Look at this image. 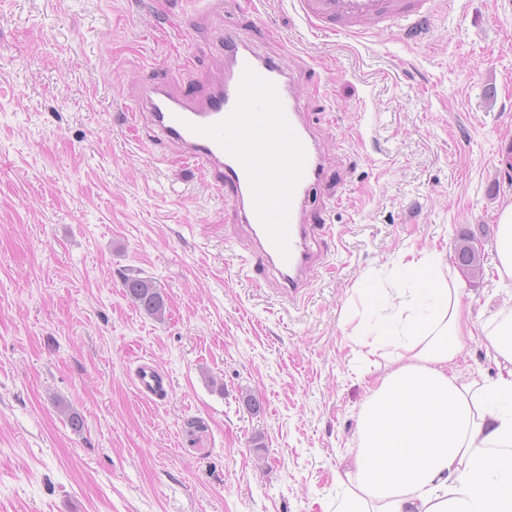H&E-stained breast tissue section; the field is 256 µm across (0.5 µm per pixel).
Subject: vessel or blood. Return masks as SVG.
<instances>
[{
  "label": "vessel or blood",
  "instance_id": "vessel-or-blood-1",
  "mask_svg": "<svg viewBox=\"0 0 512 512\" xmlns=\"http://www.w3.org/2000/svg\"><path fill=\"white\" fill-rule=\"evenodd\" d=\"M291 2L311 27L351 35L380 25L412 28L434 0ZM224 57V76L204 99L170 96L159 82L145 88L141 108L158 136L213 177L250 243L255 274L298 300L320 263L313 245L332 231L312 205L329 170L291 72L232 34L224 39ZM133 383L147 399L165 392L160 368L149 361L137 366Z\"/></svg>",
  "mask_w": 512,
  "mask_h": 512
}]
</instances>
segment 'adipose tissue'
I'll return each instance as SVG.
<instances>
[{
	"label": "adipose tissue",
	"mask_w": 512,
	"mask_h": 512,
	"mask_svg": "<svg viewBox=\"0 0 512 512\" xmlns=\"http://www.w3.org/2000/svg\"><path fill=\"white\" fill-rule=\"evenodd\" d=\"M352 336L390 371L367 388L336 512H512V311L475 326L457 283L374 298ZM482 337L495 377L449 370Z\"/></svg>",
	"instance_id": "obj_1"
}]
</instances>
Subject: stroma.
<instances>
[{
    "mask_svg": "<svg viewBox=\"0 0 512 512\" xmlns=\"http://www.w3.org/2000/svg\"><path fill=\"white\" fill-rule=\"evenodd\" d=\"M229 29L295 72L334 175L301 302L247 277L223 198L131 118L153 82L206 94ZM510 158L512 0H436L417 33L358 36L289 0H0V512H330L386 370L349 339L360 290L394 288L411 250L441 259L476 324L512 302L495 270ZM144 360L167 382L154 403L132 383ZM126 296L147 315L162 319L165 313V301L160 290L149 280L131 276L124 280Z\"/></svg>",
    "mask_w": 512,
    "mask_h": 512,
    "instance_id": "obj_1",
    "label": "stroma"
}]
</instances>
